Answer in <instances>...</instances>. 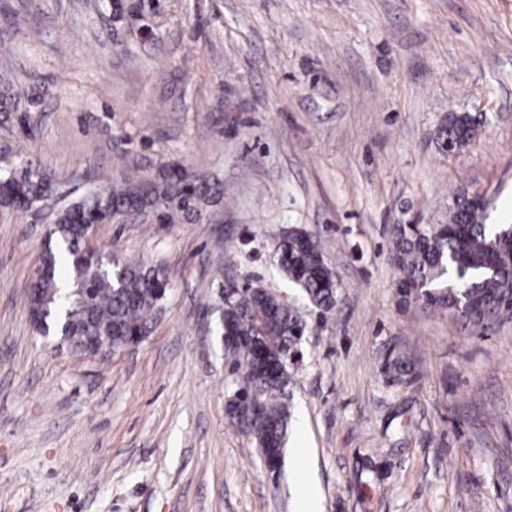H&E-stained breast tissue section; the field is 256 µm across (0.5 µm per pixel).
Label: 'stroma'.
I'll return each instance as SVG.
<instances>
[{"label":"stroma","instance_id":"obj_1","mask_svg":"<svg viewBox=\"0 0 512 512\" xmlns=\"http://www.w3.org/2000/svg\"><path fill=\"white\" fill-rule=\"evenodd\" d=\"M97 0H0V166L68 198L178 162L219 180L193 223L122 214L91 249L161 266L146 336L108 357L34 330L51 224L0 209V512H512V321L403 301L399 224L455 197L512 225V0H164L151 35ZM479 122L444 150L450 115ZM318 234L339 295L303 306L284 230ZM307 323L279 470L231 424L216 332L228 279ZM402 359L408 370L390 369Z\"/></svg>","mask_w":512,"mask_h":512}]
</instances>
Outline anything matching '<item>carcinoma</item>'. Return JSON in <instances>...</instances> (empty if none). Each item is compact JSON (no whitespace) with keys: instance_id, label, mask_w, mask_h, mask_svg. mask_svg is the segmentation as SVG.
Wrapping results in <instances>:
<instances>
[{"instance_id":"carcinoma-1","label":"carcinoma","mask_w":512,"mask_h":512,"mask_svg":"<svg viewBox=\"0 0 512 512\" xmlns=\"http://www.w3.org/2000/svg\"><path fill=\"white\" fill-rule=\"evenodd\" d=\"M100 7L116 19L155 14L160 0H102ZM479 124L468 112L448 117L439 131L442 146L459 151L476 136ZM221 202V190L209 180L190 181L184 166L164 167L155 179L126 177L70 205L58 206L55 177L28 161L0 172V209L22 211L33 204L50 213V237L61 248L45 247L41 267L30 282L34 303L47 311L53 334L65 336L71 349L84 354L83 342L97 348L121 346L133 334H145L156 289L167 280L164 269L147 268L118 255H93L85 249L84 229L106 224L126 211L158 213L161 221L190 220ZM486 202L452 208L446 224H404L396 229L394 262L400 271L398 291L431 306L457 309L475 326L512 318V236L484 223ZM279 272L296 286L311 307L322 313L337 302L338 284L325 262L316 236L300 228L284 232L277 250ZM224 327L234 339L224 354L239 363L246 353L270 347L266 365L251 374L246 389H236L228 404L232 421L245 425L267 465L282 457L290 404L291 373L285 358L300 350L307 325L292 306L253 281L224 302ZM263 406L255 417L252 404Z\"/></svg>"}]
</instances>
